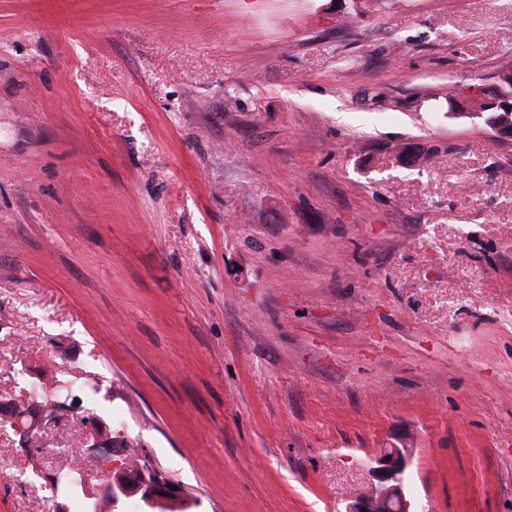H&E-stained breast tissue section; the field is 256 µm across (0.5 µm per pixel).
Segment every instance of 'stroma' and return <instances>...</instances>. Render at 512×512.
I'll return each mask as SVG.
<instances>
[{"instance_id":"stroma-1","label":"stroma","mask_w":512,"mask_h":512,"mask_svg":"<svg viewBox=\"0 0 512 512\" xmlns=\"http://www.w3.org/2000/svg\"><path fill=\"white\" fill-rule=\"evenodd\" d=\"M512 0H0V512L103 494L94 417L192 512H512V143L449 96ZM85 490L62 497L61 460ZM30 407L29 403L20 402L18 400H12L11 403L8 405V409L2 412L1 419L5 420L6 422H9L13 426V431L16 435L19 436L20 441L27 442L28 437L32 433L34 425L31 423H25L23 422V419L26 416L33 417L28 411L20 415L25 409H28ZM11 412H15L13 415H11ZM412 458V448L404 445L381 448L366 463L369 482L360 493L345 498L341 512H410L405 477Z\"/></svg>"}]
</instances>
